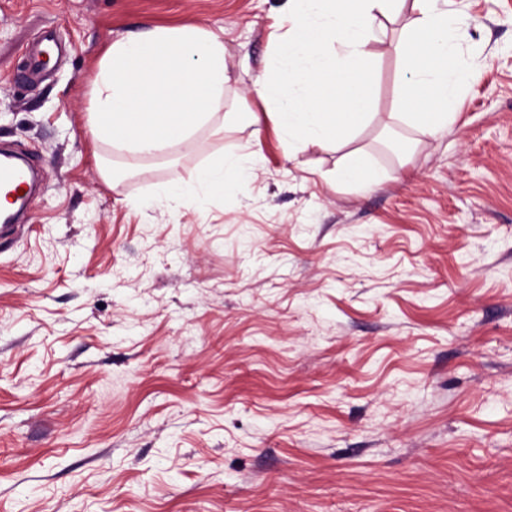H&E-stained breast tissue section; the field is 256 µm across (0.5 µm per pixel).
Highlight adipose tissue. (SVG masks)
<instances>
[{
    "label": "adipose tissue",
    "instance_id": "obj_1",
    "mask_svg": "<svg viewBox=\"0 0 512 512\" xmlns=\"http://www.w3.org/2000/svg\"><path fill=\"white\" fill-rule=\"evenodd\" d=\"M436 0H286L274 23L272 49L252 92L276 126L288 155L340 145L366 123L376 94L374 56L388 25L404 10L412 19L394 50L404 63L392 118L423 136L447 127L449 93L473 75L456 60L452 22ZM231 80L223 34L200 26L157 27L115 42L101 61L91 92L97 137L139 160L177 145L215 117L239 128L259 127L254 112L224 109ZM257 154L236 151L203 165L194 183L166 187L169 201L206 206L254 174Z\"/></svg>",
    "mask_w": 512,
    "mask_h": 512
}]
</instances>
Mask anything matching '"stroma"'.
<instances>
[{
  "label": "stroma",
  "mask_w": 512,
  "mask_h": 512,
  "mask_svg": "<svg viewBox=\"0 0 512 512\" xmlns=\"http://www.w3.org/2000/svg\"><path fill=\"white\" fill-rule=\"evenodd\" d=\"M283 6L0 0V147L41 171L0 235V512H512V0H437L475 74L447 129L392 124L377 44L370 121L292 159L249 93ZM185 24L223 31L224 109L261 134L126 168L90 127L98 64ZM243 146L234 193L159 198ZM349 150L370 191L336 180ZM347 171L357 179L359 186L364 190L377 184L378 174L370 168L367 157L360 151L345 155L344 166L340 173Z\"/></svg>",
  "instance_id": "1"
}]
</instances>
